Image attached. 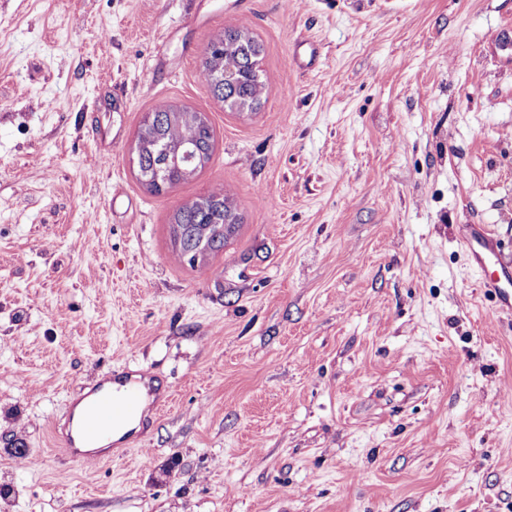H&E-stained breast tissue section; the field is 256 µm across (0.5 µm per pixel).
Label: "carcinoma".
<instances>
[{"label":"carcinoma","instance_id":"obj_1","mask_svg":"<svg viewBox=\"0 0 512 512\" xmlns=\"http://www.w3.org/2000/svg\"><path fill=\"white\" fill-rule=\"evenodd\" d=\"M263 53V45L241 28L226 29L208 44L202 72L213 93L230 108L255 111L261 106ZM214 148L215 131L203 113L158 110L144 119L135 136L138 179L153 194L165 192L205 168ZM188 149L202 153L201 158L184 161ZM237 223L228 199L212 195L178 208L172 233L183 252L201 242L214 251Z\"/></svg>","mask_w":512,"mask_h":512}]
</instances>
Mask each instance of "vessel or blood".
<instances>
[{
	"instance_id": "b4317fda",
	"label": "vessel or blood",
	"mask_w": 512,
	"mask_h": 512,
	"mask_svg": "<svg viewBox=\"0 0 512 512\" xmlns=\"http://www.w3.org/2000/svg\"><path fill=\"white\" fill-rule=\"evenodd\" d=\"M463 246L476 264L486 268L482 281L485 293L492 295L500 309L512 310V262L506 261L500 244L490 225L475 224L462 238ZM111 389L95 385L91 392L94 400L75 431L62 435L63 451L77 463L99 462V455L80 451L78 442L109 436L119 422L133 420L139 413L140 391L128 383V373L116 370L109 377Z\"/></svg>"
}]
</instances>
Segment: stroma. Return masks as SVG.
<instances>
[{"label": "stroma", "instance_id": "stroma-1", "mask_svg": "<svg viewBox=\"0 0 512 512\" xmlns=\"http://www.w3.org/2000/svg\"><path fill=\"white\" fill-rule=\"evenodd\" d=\"M231 27L253 112L202 74ZM169 106L216 147L155 195ZM212 194L240 222L191 263L172 217ZM466 224L512 258V0H0V512H512V311ZM119 367L148 426L66 462ZM263 53V45L241 28L224 29L208 44L202 72L213 93L231 109L255 111L261 106ZM215 131L201 112L158 110L139 126L135 136L137 176L153 194H161L191 178L212 160ZM202 153L188 163L183 153ZM463 247L483 269L494 265L482 281L485 294L492 295L501 310H512V264L504 259L494 231L489 224H473L462 237Z\"/></svg>", "mask_w": 512, "mask_h": 512}]
</instances>
